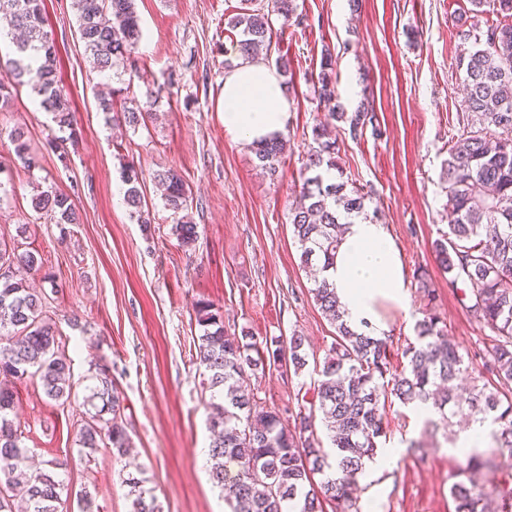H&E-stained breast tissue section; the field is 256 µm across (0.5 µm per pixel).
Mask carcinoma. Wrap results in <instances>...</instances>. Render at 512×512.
Instances as JSON below:
<instances>
[{
	"label": "carcinoma",
	"mask_w": 512,
	"mask_h": 512,
	"mask_svg": "<svg viewBox=\"0 0 512 512\" xmlns=\"http://www.w3.org/2000/svg\"><path fill=\"white\" fill-rule=\"evenodd\" d=\"M472 19L487 14L504 18L481 29L472 26L474 48L457 60L464 73L467 124L451 138L444 169L448 193V231L435 241L438 264L448 281L471 289L474 317L493 333L491 347L476 365L468 352L448 339L447 326L431 305L435 289L424 269L414 272L417 292L429 308L414 325V340L401 351L402 364L391 366L388 338H377L344 319L336 289L321 278L312 295L324 317L336 329L321 370L317 407L299 414L293 426L274 410L258 409L249 390L250 373L263 364L261 350L273 362L288 360L294 374L308 365L305 337H279L263 347L254 336H238L224 329V316L207 300L196 304V322L202 329L196 352V369L204 377L210 398L208 428L210 476L224 490L231 512H324V505L343 504L344 512H359V478L383 451L389 423L390 399L415 409L432 402L440 421L426 424L447 430L451 417L460 413L470 420L493 425L492 452L473 448L458 480L449 488L455 512H489L491 499L501 498V508L512 505V494L495 484L498 459H512V0H469ZM79 40L92 71L103 75L119 63L131 62L142 38L141 20L134 0H72ZM228 25L239 31V56L253 59L276 36L269 15L245 8ZM7 35L14 50L0 54V108L12 102V89L28 86L41 110L53 115L59 130L77 140L73 110L62 84L57 51L46 30L42 0H0V37ZM161 90L147 89L132 97L120 115L114 114L111 95L98 97L99 110L130 127L146 123L160 99ZM318 99L337 96L335 50L322 52ZM348 126L356 140L370 121L369 110L331 112L328 122L312 130L314 146L304 169L310 172L296 191L290 211L293 236L305 266L317 262L326 271L336 256L343 225L352 216H369V194L344 177L339 148L328 132L329 122ZM13 154L27 171L41 168L42 154L22 130L11 134ZM261 167L278 173L286 152L281 136L254 143ZM163 187L164 206L183 213L174 232L181 246L198 239L197 225L185 211L191 206L190 189L169 169L156 174ZM128 188L124 199L140 224L151 223L144 210L140 172L124 169ZM31 206L60 225L79 223L69 196L53 188L36 190ZM39 269L42 261L31 252L0 243V261ZM45 294L13 276L0 278V512H13L20 500L28 512H58L57 503L69 488L54 471L31 473L30 448L15 421L14 388L18 381L36 378L44 395L64 405L71 400L68 345L55 322L43 311ZM489 376V384L461 390L465 379ZM96 385L88 401L95 407L78 433V446L91 456L108 448L116 460L129 451L131 437L122 418L123 406L107 369L95 365ZM327 431L325 449L316 422ZM131 512H159L154 497L138 491Z\"/></svg>",
	"instance_id": "obj_1"
}]
</instances>
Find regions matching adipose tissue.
I'll return each instance as SVG.
<instances>
[{"mask_svg": "<svg viewBox=\"0 0 512 512\" xmlns=\"http://www.w3.org/2000/svg\"><path fill=\"white\" fill-rule=\"evenodd\" d=\"M219 107L225 130L251 143L282 132L290 105L276 71L242 60L224 76ZM326 276L348 324L374 335L388 331L380 313L383 304L408 305L399 251L386 226L374 219L351 218Z\"/></svg>", "mask_w": 512, "mask_h": 512, "instance_id": "ef3b65f1", "label": "adipose tissue"}]
</instances>
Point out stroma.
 Returning <instances> with one entry per match:
<instances>
[{
  "label": "stroma",
  "instance_id": "obj_1",
  "mask_svg": "<svg viewBox=\"0 0 512 512\" xmlns=\"http://www.w3.org/2000/svg\"><path fill=\"white\" fill-rule=\"evenodd\" d=\"M296 3L300 22L276 14L274 0H253L281 33L269 59L287 55L293 71L283 133L289 149L277 177L262 169L250 143L225 133L217 110L224 65L237 60L238 34L227 21L241 0H135L143 38L133 90L165 86L171 94L161 99L157 119L119 131L98 108V76L83 55L72 0H44L79 131L66 146L69 163L50 150L59 131L29 87H18L11 105L0 109V160H7L8 134L16 128L43 153L42 169L29 173L14 165L0 175L7 184L0 241L18 242L20 251L41 258V269L28 275L36 286H43L45 273L57 277L59 290L49 294L47 308L69 342L74 391L60 406L45 397L39 381L18 383L17 421L36 466L66 461L59 479L74 494L88 492L93 512H131L128 478L135 474L160 512H228L209 465L198 458L210 444L209 394L192 362L201 334L198 300L221 308L228 331L244 329L260 340L305 336L309 357L302 373L269 365L250 385L258 404L289 424L315 400L313 384L335 329L313 299L288 214L312 128L327 112L313 86L324 46L336 49L337 105L352 112L367 101L373 108V123L360 139L341 128L336 138L348 178L370 192L367 207L386 225L408 277L407 310H383L393 348L413 339L426 305L412 278L420 267L432 278L435 310L449 337L475 358L489 343L491 331L470 312L464 285L449 284L433 251L448 229V141L466 117L456 58L466 45L459 19L468 0ZM130 163L143 173L152 219L147 228L124 202L122 172ZM169 168L192 192L189 215L199 235L188 249L173 232L180 216L165 208L153 179ZM44 184L67 194L80 215L69 237L31 208L34 187ZM99 356L122 398L133 467L104 448L85 457L76 445L94 384L91 362ZM389 420L386 445L396 454L360 478L359 506L375 500L381 512H454L449 487L462 450L443 434L427 433L410 408L392 405ZM413 439L424 444L416 456L407 450Z\"/></svg>",
  "mask_w": 512,
  "mask_h": 512
}]
</instances>
